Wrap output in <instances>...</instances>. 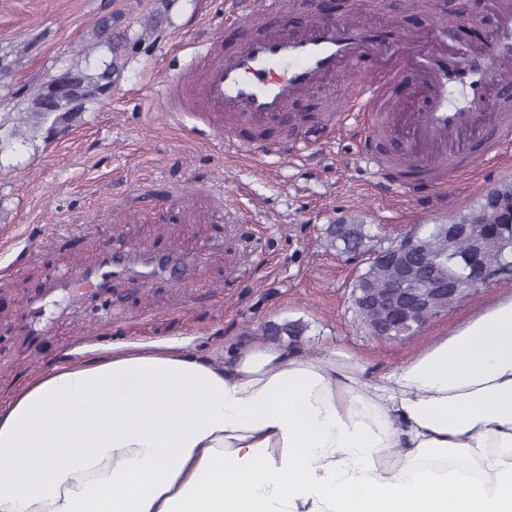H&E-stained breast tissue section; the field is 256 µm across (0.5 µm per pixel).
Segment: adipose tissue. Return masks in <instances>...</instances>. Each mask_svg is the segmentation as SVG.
Listing matches in <instances>:
<instances>
[{
  "mask_svg": "<svg viewBox=\"0 0 512 512\" xmlns=\"http://www.w3.org/2000/svg\"><path fill=\"white\" fill-rule=\"evenodd\" d=\"M0 512H512V293L376 373L126 342L0 405Z\"/></svg>",
  "mask_w": 512,
  "mask_h": 512,
  "instance_id": "1",
  "label": "adipose tissue"
}]
</instances>
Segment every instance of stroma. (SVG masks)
<instances>
[{
    "label": "stroma",
    "mask_w": 512,
    "mask_h": 512,
    "mask_svg": "<svg viewBox=\"0 0 512 512\" xmlns=\"http://www.w3.org/2000/svg\"><path fill=\"white\" fill-rule=\"evenodd\" d=\"M225 0H0V404L29 380L82 350L119 342L185 341L219 351L264 333L265 324L297 321V344L314 352L338 346L383 372L449 335L498 296L511 278H496L455 303L414 335L380 341L369 335L352 301L356 276L384 238L418 224H449L479 197L512 179V147L494 162L452 169L433 204L426 187L385 194L378 173L357 152L353 126L318 133L322 104L304 97L310 146L297 158L278 153L285 133L260 139L269 152L255 162L225 148L227 134L157 110V90L197 68L199 48L220 37L224 52L246 36L224 24ZM435 0L452 18L449 39H488L491 0ZM110 17L130 43L108 96L56 136L10 137L17 103L63 62L88 49L96 24ZM159 17L150 37L145 21ZM362 224L353 253L332 248L328 230ZM147 255L176 249L174 277L134 285L113 278L111 301L97 306L62 296L46 303V336L28 335V304L51 287L58 267L96 265L105 247ZM86 340H79L80 332Z\"/></svg>",
    "instance_id": "35a3bbf8"
}]
</instances>
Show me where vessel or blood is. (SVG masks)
<instances>
[{
    "label": "vessel or blood",
    "instance_id": "1",
    "mask_svg": "<svg viewBox=\"0 0 512 512\" xmlns=\"http://www.w3.org/2000/svg\"><path fill=\"white\" fill-rule=\"evenodd\" d=\"M226 22L249 26L266 20L263 32L232 53L211 42L193 79L168 78L161 89L165 111L191 115L200 105L216 128L231 118L256 131L287 127L289 109L313 93L334 90L336 75L358 70L371 60L362 79L330 117L331 125L355 119L363 130L361 152L383 175L385 188L399 190L407 180L438 187L444 162L461 167L472 157L491 159L512 142V0H495V28L481 45L452 44L449 24L433 15L422 32L405 31L397 40L378 36L356 13L322 18L313 0H226ZM410 77L408 99H393L388 78L396 69ZM464 99L449 103L453 87ZM178 258L142 257L108 250L98 267L72 265L56 271L58 288H78L84 297H106L108 274L132 282L173 272Z\"/></svg>",
    "mask_w": 512,
    "mask_h": 512
}]
</instances>
